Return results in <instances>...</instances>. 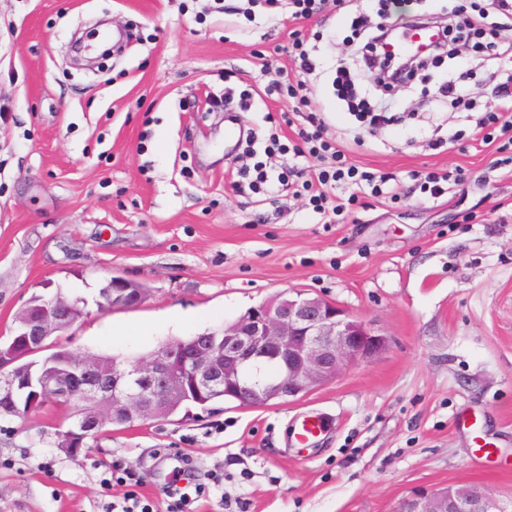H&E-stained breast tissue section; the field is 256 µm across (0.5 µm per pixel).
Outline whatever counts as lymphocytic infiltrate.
<instances>
[{"mask_svg": "<svg viewBox=\"0 0 512 512\" xmlns=\"http://www.w3.org/2000/svg\"><path fill=\"white\" fill-rule=\"evenodd\" d=\"M353 3L354 0H253L252 5L244 7L242 13L251 16L254 6L258 5L273 11L275 16L307 22L326 9L338 13L354 9ZM354 11L350 28L353 35L364 40L362 62L368 70H376V60L382 53L383 42L396 33L399 26L386 21L374 24L363 10ZM465 36L474 39L476 48L498 60V68L489 74L490 81L504 78L512 82V48L499 49L495 27L489 26L483 18L467 16L460 18L455 25L442 27L437 44L418 58L416 67L403 70L398 65H391L387 74L378 76V83L388 90L411 84L418 75L419 67L447 53L452 45ZM291 49L299 61L296 76L273 83L267 92L294 100L295 107L290 112L266 113L265 119L272 131L264 141H257L253 137L247 140L244 153L250 162L239 168L237 175L241 185L247 186L255 194L265 193L266 185L271 181L292 188L296 196L304 198L308 206L320 215L322 223L332 224L337 216L361 198L383 195L394 175L361 169L352 161L348 148L329 136L325 118L321 113L308 109V82L316 72L317 63L299 32L291 34ZM332 87L335 96L346 104L348 111L359 122L371 127L389 124V114L374 110L369 100L362 97L348 79L344 67H337ZM284 126L295 129L294 137L285 141L279 135ZM481 128L483 142L497 143L498 151L503 155V164H511L512 93L501 98L495 111L485 114ZM309 157L321 160V168L310 170L304 167L302 161ZM340 189L347 191L346 201H337L336 192Z\"/></svg>", "mask_w": 512, "mask_h": 512, "instance_id": "obj_1", "label": "lymphocytic infiltrate"}]
</instances>
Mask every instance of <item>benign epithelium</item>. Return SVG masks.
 Masks as SVG:
<instances>
[{
	"label": "benign epithelium",
	"instance_id": "1",
	"mask_svg": "<svg viewBox=\"0 0 512 512\" xmlns=\"http://www.w3.org/2000/svg\"><path fill=\"white\" fill-rule=\"evenodd\" d=\"M111 280L112 306L133 308L145 299L134 281L118 275ZM26 308L28 316L20 326L8 333L0 330L6 338L0 342V409L11 414L30 384L21 360L47 350L51 336L71 324V310L61 298L44 305L28 303ZM385 345V337L337 305L303 293H282L206 335L195 346L160 348L131 369L90 360L80 368L47 362L37 374L28 401L31 408L44 407L57 397H77L89 403L78 444L73 446L76 451L112 418L132 411L144 419L156 418L168 401L184 396L182 381L172 371L176 359L196 391L222 388L243 405H260L268 394L303 395ZM258 360L277 364L278 375L262 391L236 384V374ZM400 512H512V500L489 489L421 490L402 502Z\"/></svg>",
	"mask_w": 512,
	"mask_h": 512
}]
</instances>
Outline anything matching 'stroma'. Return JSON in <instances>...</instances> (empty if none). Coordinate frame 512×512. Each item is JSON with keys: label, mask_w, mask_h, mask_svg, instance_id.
I'll return each mask as SVG.
<instances>
[{"label": "stroma", "mask_w": 512, "mask_h": 512, "mask_svg": "<svg viewBox=\"0 0 512 512\" xmlns=\"http://www.w3.org/2000/svg\"><path fill=\"white\" fill-rule=\"evenodd\" d=\"M202 10L201 0H0V327L35 295L63 288L87 313L58 342L128 363L175 337L223 328L285 292L340 305L386 348L295 399L224 404L129 426H106L72 455L52 440L70 409L49 405L0 417V512H112L125 485L165 512L173 470L190 483L222 474L187 512H398L415 490L472 486L512 497V168L476 127L498 103L490 61L459 44L394 91L402 119L369 128L333 94L344 65L361 95H383L361 65L350 19L305 23L320 35V78L309 99L329 133L356 135L353 159L395 173L399 199L364 198L333 224L304 201L235 192L239 154L224 120L264 135L269 112L289 104L266 86L295 74L289 30L256 8L255 20ZM479 0H424L397 14L443 26ZM452 81L461 114L436 91ZM258 93L251 110L209 111L225 86ZM455 142L435 148V135ZM426 167L465 172L440 199L414 191ZM142 283L135 308L98 309L106 278ZM202 323L174 330L173 313ZM150 336H113L120 325ZM331 426L307 448L288 444L300 415ZM493 443L478 455L475 438Z\"/></svg>", "instance_id": "stroma-1"}]
</instances>
